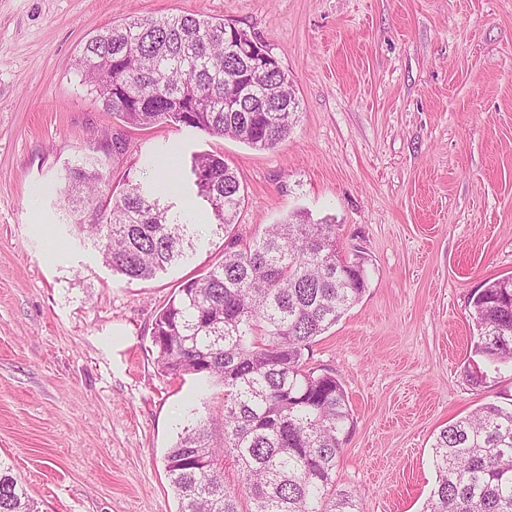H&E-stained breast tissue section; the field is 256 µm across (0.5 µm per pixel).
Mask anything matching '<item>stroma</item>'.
<instances>
[{"instance_id":"obj_1","label":"stroma","mask_w":512,"mask_h":512,"mask_svg":"<svg viewBox=\"0 0 512 512\" xmlns=\"http://www.w3.org/2000/svg\"><path fill=\"white\" fill-rule=\"evenodd\" d=\"M180 14L252 33L287 69L300 118L275 149L125 129L83 85L90 37ZM171 147L176 165L210 151L235 169L245 238L303 209L363 257L362 298L307 360L348 398L335 484L361 512H423L440 430L512 405V367H483L470 318L512 275V0H0V462L40 512H177L164 455L221 410L219 384L161 373L150 336L183 280L221 262L222 235L131 281L59 198L88 158L153 184Z\"/></svg>"}]
</instances>
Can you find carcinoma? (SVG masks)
I'll return each mask as SVG.
<instances>
[{
	"label": "carcinoma",
	"mask_w": 512,
	"mask_h": 512,
	"mask_svg": "<svg viewBox=\"0 0 512 512\" xmlns=\"http://www.w3.org/2000/svg\"><path fill=\"white\" fill-rule=\"evenodd\" d=\"M231 26L194 15L133 18L89 39L75 68L103 111L126 126H185L270 150L290 134L299 101L279 71L255 70L226 42ZM111 176L84 162L67 169L63 201L103 262L149 280L187 257L205 225L186 224L163 185ZM190 180L224 231L223 260L184 280L158 312L151 343L164 375L224 387L220 418L184 427L164 463L179 512H361L338 493L337 458L350 421L345 391L308 366L305 351L362 297L363 264L343 263L336 225L289 214L245 242L235 232L244 200L219 154L192 156ZM475 354L512 363V288L489 283L472 298ZM436 485L426 512H512V408L487 404L441 429L432 446ZM242 487L224 485V461ZM0 512H40L0 463Z\"/></svg>",
	"instance_id": "cac0c4a2"
}]
</instances>
